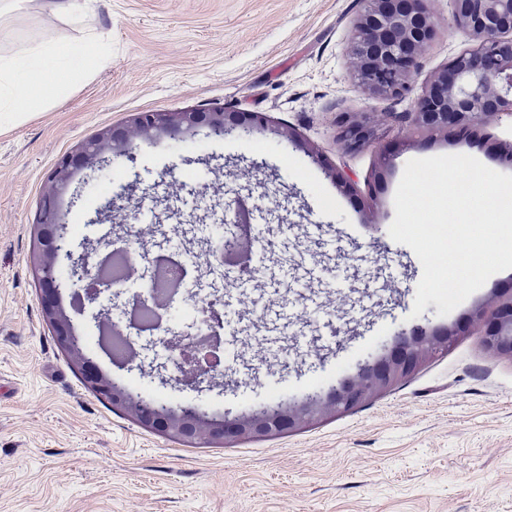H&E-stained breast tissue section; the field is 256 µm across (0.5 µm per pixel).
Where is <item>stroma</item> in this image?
Here are the masks:
<instances>
[{
    "instance_id": "obj_1",
    "label": "stroma",
    "mask_w": 512,
    "mask_h": 512,
    "mask_svg": "<svg viewBox=\"0 0 512 512\" xmlns=\"http://www.w3.org/2000/svg\"><path fill=\"white\" fill-rule=\"evenodd\" d=\"M430 7L437 35L417 88L466 45L448 0ZM360 10V0H92L70 19L27 0L0 18L1 53L50 39L91 61L48 58L29 84L40 109L0 113V512H512V358L484 347L474 318L512 296V269L448 315L431 303L416 317L423 268L389 235L408 161L464 154L497 168L493 149L512 143V116L469 140L392 124L389 113L410 111L412 99L369 94L354 78L348 47ZM201 109L261 112L267 124L221 138L204 127L153 144L131 137L134 161L75 176L68 248L84 257L106 231L134 224L149 254L176 250L201 266L210 241L237 232L233 190L251 187L257 276L229 289L201 266L167 315L170 333H184L191 297L222 294L224 364L240 383L177 384L175 369H159L168 352L145 336L135 369L111 364L96 343L97 315L108 308L123 322L121 304L146 285L138 276L71 315L104 373L133 397L232 418L326 394L399 332L457 326L460 335L359 408L256 440L177 443L87 387L44 319L33 270L47 176L134 113ZM340 112L372 113L378 141L342 152ZM337 171L349 186L337 185ZM120 194L127 209L109 211Z\"/></svg>"
}]
</instances>
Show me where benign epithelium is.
<instances>
[{"label": "benign epithelium", "instance_id": "obj_1", "mask_svg": "<svg viewBox=\"0 0 512 512\" xmlns=\"http://www.w3.org/2000/svg\"><path fill=\"white\" fill-rule=\"evenodd\" d=\"M432 0H362L350 38L353 74L372 95L402 98L412 91V80L419 58L433 41L436 31L431 22ZM451 18L456 29L468 38V46L448 60L421 87L409 112H392L399 126L407 124L425 131L451 128L461 140L473 131L475 119L486 121L512 112V0H450ZM138 131L151 139L163 131L171 136L206 127L216 135L236 130L249 132L265 124L257 112H140L134 118ZM377 139L375 121L368 112L336 113V143L346 153L361 151ZM125 129L110 127L78 150L64 156L49 176L47 192L50 215H40L35 224L36 273L42 284L41 303L46 320L60 348L81 365L88 386L117 408L129 410L143 427L175 441L196 440L207 428L209 439H257L292 432L319 419L327 410L348 412L377 391L384 390L414 373L426 355L448 346L460 328L438 327L429 332L413 331L395 336L383 352L359 365L357 375L329 390L326 397L311 396L300 405L281 403L232 419L208 420L194 407L172 409L133 400L127 390L112 378L99 373L95 363L77 347V335L70 317L59 303L60 289L70 287L82 301L95 302L102 293L118 284L103 277L101 263L91 272L80 264L70 267L62 278L57 260L64 251L66 224L59 203L69 190L78 169L103 167L105 153L114 149L118 156L134 160L124 148ZM252 242L248 224L238 225L235 238L217 239L205 251L206 266H225L235 262L243 277L252 270L238 256ZM483 324L485 348L499 356L512 358V300L476 311ZM193 336H170L158 330L156 341L175 349ZM178 381L185 386L199 385L215 376L228 377L224 365L210 353L199 358L189 355L174 363Z\"/></svg>", "mask_w": 512, "mask_h": 512}]
</instances>
